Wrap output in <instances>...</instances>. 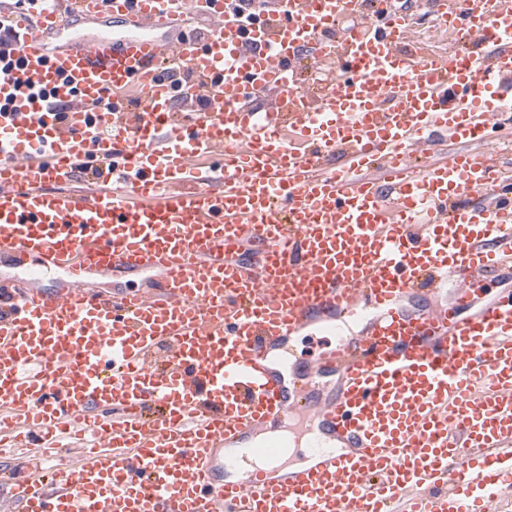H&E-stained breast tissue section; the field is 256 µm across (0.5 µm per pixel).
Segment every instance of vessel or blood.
I'll return each instance as SVG.
<instances>
[{
    "label": "vessel or blood",
    "mask_w": 512,
    "mask_h": 512,
    "mask_svg": "<svg viewBox=\"0 0 512 512\" xmlns=\"http://www.w3.org/2000/svg\"><path fill=\"white\" fill-rule=\"evenodd\" d=\"M173 2L0 0V256L32 264L0 280V443L31 451L0 512H505L512 168L484 147L512 122V6L428 0L437 56L396 0L250 26L199 0L208 32L176 43ZM102 13L132 30L47 51ZM33 80L45 98L15 93ZM202 87L223 109L186 111ZM310 328L335 344L284 374ZM276 421L314 423L301 465L252 444Z\"/></svg>",
    "instance_id": "b4317fda"
}]
</instances>
